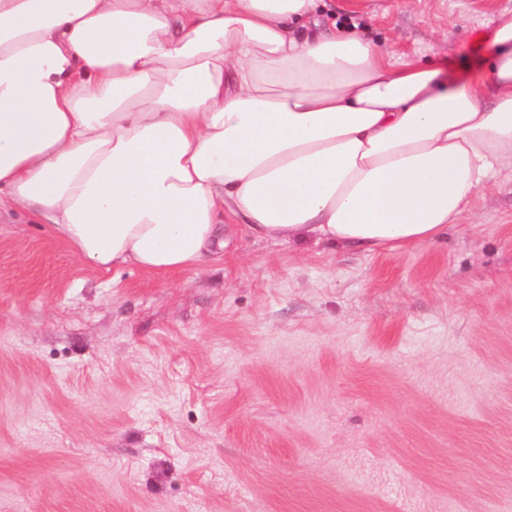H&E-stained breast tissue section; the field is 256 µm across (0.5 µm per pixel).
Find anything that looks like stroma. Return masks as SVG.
I'll return each instance as SVG.
<instances>
[{"mask_svg":"<svg viewBox=\"0 0 512 512\" xmlns=\"http://www.w3.org/2000/svg\"><path fill=\"white\" fill-rule=\"evenodd\" d=\"M461 76L512 0H326ZM512 506V173L436 242L241 232L167 275L88 269L0 208V512Z\"/></svg>","mask_w":512,"mask_h":512,"instance_id":"35a3bbf8","label":"stroma"}]
</instances>
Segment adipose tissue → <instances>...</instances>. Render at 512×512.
I'll return each instance as SVG.
<instances>
[{
    "label": "adipose tissue",
    "mask_w": 512,
    "mask_h": 512,
    "mask_svg": "<svg viewBox=\"0 0 512 512\" xmlns=\"http://www.w3.org/2000/svg\"><path fill=\"white\" fill-rule=\"evenodd\" d=\"M322 0H0V194L98 271L198 268L225 216L366 253L434 242L512 166V14L487 68L393 60Z\"/></svg>",
    "instance_id": "1"
}]
</instances>
